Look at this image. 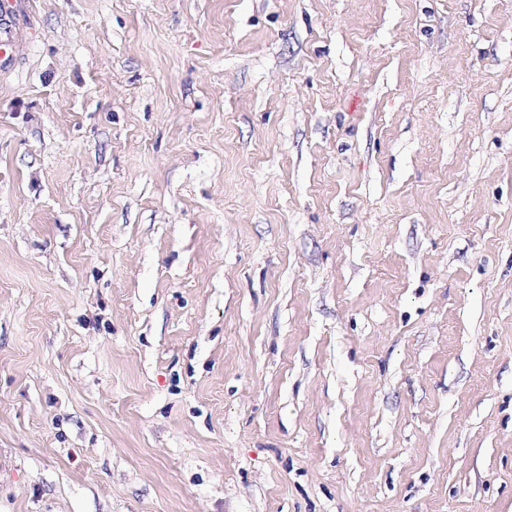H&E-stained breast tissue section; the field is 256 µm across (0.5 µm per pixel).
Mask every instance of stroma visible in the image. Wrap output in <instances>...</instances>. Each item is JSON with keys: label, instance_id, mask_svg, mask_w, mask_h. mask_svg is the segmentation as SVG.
Returning a JSON list of instances; mask_svg holds the SVG:
<instances>
[{"label": "stroma", "instance_id": "1", "mask_svg": "<svg viewBox=\"0 0 512 512\" xmlns=\"http://www.w3.org/2000/svg\"><path fill=\"white\" fill-rule=\"evenodd\" d=\"M30 3L0 512H512V0Z\"/></svg>", "mask_w": 512, "mask_h": 512}]
</instances>
